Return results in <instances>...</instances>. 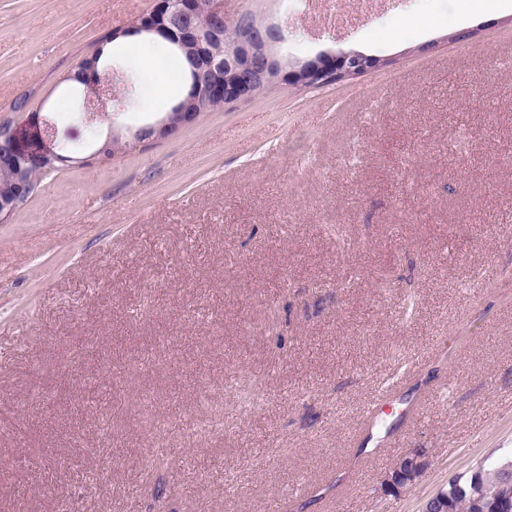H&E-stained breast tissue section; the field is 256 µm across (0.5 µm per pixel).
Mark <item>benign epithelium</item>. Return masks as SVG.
Returning a JSON list of instances; mask_svg holds the SVG:
<instances>
[{
    "label": "benign epithelium",
    "mask_w": 512,
    "mask_h": 512,
    "mask_svg": "<svg viewBox=\"0 0 512 512\" xmlns=\"http://www.w3.org/2000/svg\"><path fill=\"white\" fill-rule=\"evenodd\" d=\"M220 0H151L150 8L136 21L134 28L159 35L192 51L197 80L191 93L212 100L218 106L249 99L265 86L281 81L289 85L322 87L358 76L376 68L380 59L357 51L321 54L296 68L280 64L271 46L280 39V31L262 27L253 15L243 11L235 17L224 13ZM72 79L87 84L90 93L82 103L83 120L88 125L112 120L122 111L112 75L102 72L96 63L83 60ZM184 104L176 116L150 127L155 138L176 135L194 123L199 113ZM58 130L48 119L32 113L9 126L0 135V169L8 174L11 190L0 196V220L12 215L21 201L35 189L30 173L48 167L59 168L69 158L60 154ZM412 456L406 467L395 464L381 477V488L390 494L394 486L403 492L422 477L431 465L425 448H409Z\"/></svg>",
    "instance_id": "1"
}]
</instances>
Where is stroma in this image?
<instances>
[{
    "label": "stroma",
    "instance_id": "1",
    "mask_svg": "<svg viewBox=\"0 0 512 512\" xmlns=\"http://www.w3.org/2000/svg\"><path fill=\"white\" fill-rule=\"evenodd\" d=\"M150 4L0 0V123L27 96L72 159L0 222V512H421L512 458V0H384L343 26L223 0L281 27L282 62L381 65L93 159L69 75ZM410 448L429 469L384 495ZM410 454L413 458L409 466L402 468L401 465L397 463V458L395 465L382 475L381 488L386 495H391V486L396 487L398 490V493L395 495L401 494L404 490L411 488L431 465V459L427 449L410 448L400 457Z\"/></svg>",
    "mask_w": 512,
    "mask_h": 512
}]
</instances>
